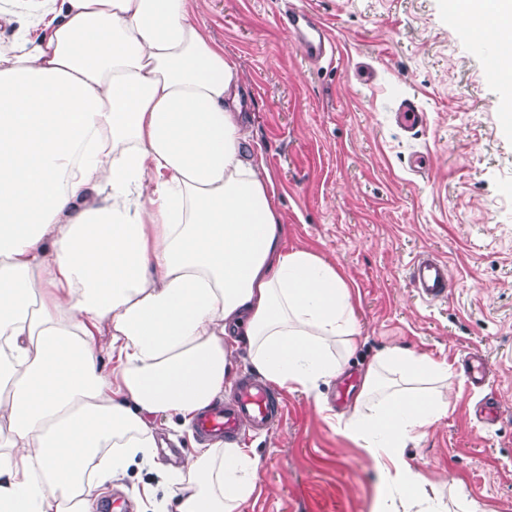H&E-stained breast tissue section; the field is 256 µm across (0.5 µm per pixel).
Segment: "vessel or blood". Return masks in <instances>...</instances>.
I'll list each match as a JSON object with an SVG mask.
<instances>
[{"label": "vessel or blood", "mask_w": 512, "mask_h": 512, "mask_svg": "<svg viewBox=\"0 0 512 512\" xmlns=\"http://www.w3.org/2000/svg\"><path fill=\"white\" fill-rule=\"evenodd\" d=\"M281 24L307 58L319 59L334 49L325 25L306 9L288 8ZM411 281L422 298L444 299L448 288V264L429 254L420 256L413 264ZM284 417L283 399L266 384L246 375L240 379L231 397L201 413L195 422V431L206 439L231 441L250 430L270 429Z\"/></svg>", "instance_id": "vessel-or-blood-1"}]
</instances>
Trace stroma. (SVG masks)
Returning <instances> with one entry per match:
<instances>
[{"mask_svg":"<svg viewBox=\"0 0 512 512\" xmlns=\"http://www.w3.org/2000/svg\"><path fill=\"white\" fill-rule=\"evenodd\" d=\"M286 0H199L194 19L240 67L243 110L274 181L288 246L319 253L350 282L363 339L316 401L284 393L286 416L248 440L258 462L244 512H373L387 494L375 464L337 426L361 374L390 347L448 368V414L404 457L441 512H512V85L485 78V59L459 0H294L332 31L334 59L309 62L279 23ZM412 98L414 129L395 113ZM448 263L447 298L422 300L412 264ZM484 356L488 381L465 364ZM493 400L496 422L476 404ZM156 464L132 465L103 489L128 512H161L157 465L188 455L191 429ZM179 454V455H180Z\"/></svg>","mask_w":512,"mask_h":512,"instance_id":"obj_1","label":"stroma"}]
</instances>
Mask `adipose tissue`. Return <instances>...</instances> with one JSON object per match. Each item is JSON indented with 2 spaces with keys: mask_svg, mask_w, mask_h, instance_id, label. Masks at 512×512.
Wrapping results in <instances>:
<instances>
[{
  "mask_svg": "<svg viewBox=\"0 0 512 512\" xmlns=\"http://www.w3.org/2000/svg\"><path fill=\"white\" fill-rule=\"evenodd\" d=\"M242 85L191 0H35L0 47V512H94L158 420L223 398L234 349L312 397L343 374L352 290L286 246ZM385 365L442 387L372 403ZM447 379L398 347L363 372L338 427L396 486L377 512L419 498L403 450L447 416ZM163 480L173 512H243L256 460L201 444Z\"/></svg>",
  "mask_w": 512,
  "mask_h": 512,
  "instance_id": "1",
  "label": "adipose tissue"
}]
</instances>
